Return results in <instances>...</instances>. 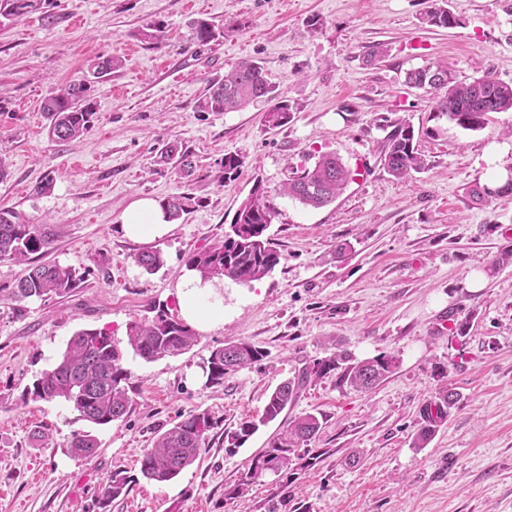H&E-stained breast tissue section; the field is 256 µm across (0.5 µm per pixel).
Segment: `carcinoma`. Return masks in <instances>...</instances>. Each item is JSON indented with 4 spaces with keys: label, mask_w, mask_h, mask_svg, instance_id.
<instances>
[{
    "label": "carcinoma",
    "mask_w": 512,
    "mask_h": 512,
    "mask_svg": "<svg viewBox=\"0 0 512 512\" xmlns=\"http://www.w3.org/2000/svg\"><path fill=\"white\" fill-rule=\"evenodd\" d=\"M41 0H0V25L40 9ZM428 8L421 19L434 26L451 28L459 19L448 8V0H427ZM196 44L205 45L216 39L214 26L207 20L191 22ZM141 36L155 46L165 40V24L153 22L141 31ZM119 66L115 57L89 64L87 74L77 80L53 88L43 99L41 109L48 117V133L60 143L77 142L91 128L94 109L90 92L94 83L112 74ZM406 82L431 96L433 112L455 122L464 130L482 128L489 115L512 111V84L489 76L469 83L455 80L447 65H425L406 72ZM272 102L266 111L265 122L280 127L291 121L292 107L279 98L269 83L263 68L244 61L209 83L205 94L197 101L199 112H231L258 99ZM414 126L407 120L391 125L381 146L383 168L396 179H407L423 171L427 165L419 153ZM160 158L167 163L177 160L181 172H188L191 163L178 145L168 144ZM281 193L314 208L334 201L352 179L351 171L334 153L321 154L311 166H290ZM469 194L477 203L492 204L512 199V183L495 189L474 180ZM195 197L180 193L161 202L169 221H178L190 213ZM276 210L265 192L256 188L236 210L229 231L203 251L187 256L186 265L204 280L228 278L249 283L267 276L280 263L281 254L266 237V231ZM52 243V234L45 224H29L12 211H0V261L27 262L44 252ZM134 261L148 273L163 267L165 260L159 250L143 251ZM82 278L70 266L59 263L32 265L27 274L11 289L10 298L23 302L30 298H63L80 287ZM155 315L148 320H134L127 328V345L146 362L184 354L197 335L182 319L161 305L152 307ZM263 359V352L241 341H226L214 349L207 361V383L224 384V379L239 369ZM344 368H339V365ZM398 366L394 355L380 354L357 363L343 355L333 354L298 371L270 394L262 414L248 418L228 437L229 445L238 447L259 427L279 417L294 404L302 389L314 378L341 369L340 382L360 391H367L393 373ZM129 372L123 366V352L111 333L99 329H83L68 340L65 351L50 368L35 377L26 395L33 400L52 402L57 399L72 404L81 418L95 426H104L123 419L133 405L127 385ZM215 422L206 413H190L162 433L154 445L141 455L140 475L156 483L174 479L183 469L194 464L208 445V435ZM321 428L317 415L305 413L288 423V430L270 442L256 456L251 474L279 472L288 468L294 448L315 437ZM69 453L80 459L97 455L99 441L91 431L73 434L68 443ZM137 478L116 471L100 491L102 505L126 494Z\"/></svg>",
    "instance_id": "1"
}]
</instances>
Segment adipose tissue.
I'll list each match as a JSON object with an SVG mask.
<instances>
[{"mask_svg": "<svg viewBox=\"0 0 512 512\" xmlns=\"http://www.w3.org/2000/svg\"><path fill=\"white\" fill-rule=\"evenodd\" d=\"M121 223L129 238L145 242L165 235L170 229L161 208L150 199L131 203ZM178 301L184 320L197 329L206 330L224 321L223 296L216 293L213 281L201 279L195 271H187L182 277Z\"/></svg>", "mask_w": 512, "mask_h": 512, "instance_id": "obj_1", "label": "adipose tissue"}]
</instances>
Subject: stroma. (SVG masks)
<instances>
[{"instance_id":"obj_1","label":"stroma","mask_w":512,"mask_h":512,"mask_svg":"<svg viewBox=\"0 0 512 512\" xmlns=\"http://www.w3.org/2000/svg\"><path fill=\"white\" fill-rule=\"evenodd\" d=\"M184 2L43 0L0 26V210L49 225L54 241L40 262L83 277L68 297L29 300L18 314L8 294L27 267L0 262V512H103L98 495L113 472L138 473L143 449L195 412L215 423L200 460L168 482L139 480L104 512H512V265L489 267L512 245V201L485 206L467 194L473 180L512 170V112L465 130L435 118L427 94L405 83L407 70L440 63L464 83L512 84V5L449 0L460 23L437 28L421 22L423 0H202L193 12ZM312 16L322 22L314 32ZM196 19L221 37L193 45ZM157 20L167 31L159 47L140 36ZM377 42L387 56L365 65L364 46ZM113 55L122 65L95 83L83 141L49 138L42 99ZM243 60L291 104L288 124L268 127L263 102L197 111L209 82ZM386 118L421 130L427 167L409 181L380 163ZM172 142L189 152L190 174L161 162ZM228 153L242 159L229 180ZM324 153L355 173L336 200L311 208L281 195L288 165ZM257 187L277 210L268 235L279 265L247 284L225 280L223 324L198 331L186 353L147 362L126 349L129 414L97 427V457H71L66 444L87 422L65 401L24 400L27 387L78 330L105 329L125 345L129 323L151 317L152 304L178 312L187 254L223 239ZM183 192L200 204L165 237L124 235L131 202ZM149 247L165 257L153 273L134 261ZM451 309L469 321L466 338L436 335ZM228 339L264 358L207 385L203 366ZM343 352L355 361L391 353L399 365L367 392L334 372L316 378L274 422L228 445L277 385ZM449 389L456 406L415 447L426 406ZM303 413L319 417L318 436L287 470L250 478L252 459Z\"/></svg>"}]
</instances>
